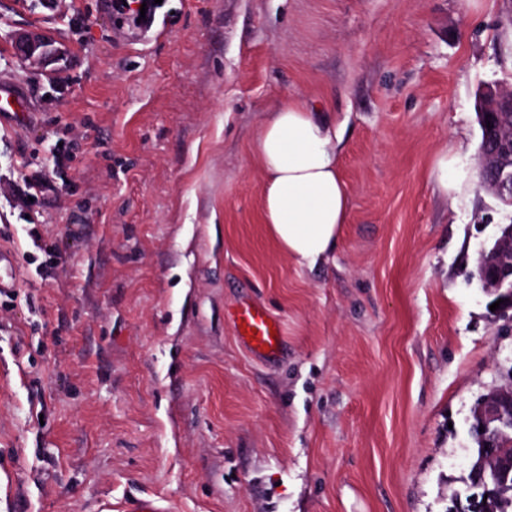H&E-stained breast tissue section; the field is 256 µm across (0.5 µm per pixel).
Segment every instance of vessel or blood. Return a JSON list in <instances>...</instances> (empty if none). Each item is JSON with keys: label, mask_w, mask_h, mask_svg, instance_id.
<instances>
[{"label": "vessel or blood", "mask_w": 512, "mask_h": 512, "mask_svg": "<svg viewBox=\"0 0 512 512\" xmlns=\"http://www.w3.org/2000/svg\"><path fill=\"white\" fill-rule=\"evenodd\" d=\"M0 113L15 121H25L29 114L23 98L19 97L10 84L0 85ZM228 318L238 332L240 341L255 356H275L283 343L278 331L281 324L260 304L247 301L228 311Z\"/></svg>", "instance_id": "b4317fda"}]
</instances>
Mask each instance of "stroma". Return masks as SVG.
<instances>
[{
    "instance_id": "obj_1",
    "label": "stroma",
    "mask_w": 512,
    "mask_h": 512,
    "mask_svg": "<svg viewBox=\"0 0 512 512\" xmlns=\"http://www.w3.org/2000/svg\"><path fill=\"white\" fill-rule=\"evenodd\" d=\"M29 30L48 65L17 56ZM1 79L30 113L0 122V512H446L475 404L512 383V310L476 276L512 224L477 162L512 0H163L149 31L111 0H0ZM286 96L335 123L349 194L311 269L262 222L253 147ZM55 143L67 188L26 204ZM241 299L277 357L226 320ZM234 324L237 336L245 347L255 356L269 358L275 356L283 343L284 335L281 323L256 302H241L227 312ZM243 328H247L243 332ZM272 329L277 331L270 336Z\"/></svg>"
}]
</instances>
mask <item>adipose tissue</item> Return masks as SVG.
Wrapping results in <instances>:
<instances>
[{"label":"adipose tissue","instance_id":"1","mask_svg":"<svg viewBox=\"0 0 512 512\" xmlns=\"http://www.w3.org/2000/svg\"><path fill=\"white\" fill-rule=\"evenodd\" d=\"M334 124L305 100L285 98L266 116L254 150L265 175L262 220L297 265L315 267L335 250L349 200Z\"/></svg>","mask_w":512,"mask_h":512}]
</instances>
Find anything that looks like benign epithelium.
Returning a JSON list of instances; mask_svg holds the SVG:
<instances>
[{"label":"benign epithelium","instance_id":"obj_1","mask_svg":"<svg viewBox=\"0 0 512 512\" xmlns=\"http://www.w3.org/2000/svg\"><path fill=\"white\" fill-rule=\"evenodd\" d=\"M14 45L25 62L43 64L51 56L47 41L38 33H21L14 37ZM512 118V93L497 89H487L479 96L478 121L483 129L479 145V156L485 164L479 168V180L483 181L496 174L495 195L503 204L512 207V141H508L496 128H505L507 118ZM477 276L486 289L504 300L503 306L512 309V274L503 270L500 255L493 251L479 261ZM504 400H486L480 411L481 427L486 448L494 457L499 456V442L492 432L494 424L505 418Z\"/></svg>","mask_w":512,"mask_h":512}]
</instances>
